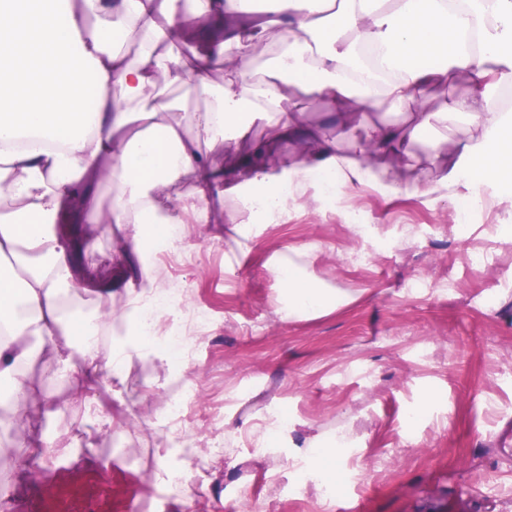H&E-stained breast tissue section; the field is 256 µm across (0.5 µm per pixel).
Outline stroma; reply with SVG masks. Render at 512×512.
<instances>
[{"mask_svg": "<svg viewBox=\"0 0 512 512\" xmlns=\"http://www.w3.org/2000/svg\"><path fill=\"white\" fill-rule=\"evenodd\" d=\"M455 117L414 148L415 176L446 139L477 136ZM491 203L466 235L452 224L457 204L426 196L362 190L350 205L290 211L278 224L183 228L176 267L187 309L205 315L192 362L158 369L133 359L122 396L138 422L101 423L90 408L80 339L63 334L24 373L50 392L51 411L28 406L17 432L0 437V501L9 512H183L172 472L184 474L190 512H512V209ZM359 222L360 234L349 225ZM316 246L315 274L358 296L311 319L277 311L278 283L267 261L288 246ZM199 389L190 438L176 440L165 413L183 387ZM292 424L284 439L254 450L253 428L275 412ZM346 425L323 476L340 492H288L311 465L297 445ZM231 441L212 456L211 434Z\"/></svg>", "mask_w": 512, "mask_h": 512, "instance_id": "1", "label": "stroma"}]
</instances>
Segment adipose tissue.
<instances>
[{
	"mask_svg": "<svg viewBox=\"0 0 512 512\" xmlns=\"http://www.w3.org/2000/svg\"><path fill=\"white\" fill-rule=\"evenodd\" d=\"M260 16L245 0H195L194 27L217 41L192 57L161 51L181 30L175 0H78L60 12V0H9L0 7V199L14 210L0 217V392L25 403L35 393L23 366L59 333L80 335L83 323L64 322L61 303L74 288L93 301L124 300L112 318L126 321V339L107 361L85 343V378L108 367L122 381L133 354L168 365L154 328L165 322L180 283L152 276L142 242L158 226L212 223L225 200L251 198L258 223L271 224L313 202L350 198L372 185L389 192L421 132L449 115L466 117L478 137L448 140L427 192L478 197L488 182L512 183V133L503 113L487 109L489 95L512 82V0H469L448 11L445 0H263ZM102 23L91 41L78 35L87 17ZM140 33L145 49L128 60L120 38ZM379 52L377 70L359 67L358 48ZM277 45L261 77L250 64ZM90 61L98 89L94 112L85 105V75L76 57ZM437 58L421 66L420 58ZM393 79L379 85L377 72ZM223 73L213 82V73ZM465 74L469 94H448ZM196 84L205 109L178 118L158 86ZM322 98L329 118L364 135L350 144L310 125L301 96ZM411 103L413 119L364 125L369 108ZM264 138L251 135L255 124ZM477 179L462 181L463 170ZM108 175L120 186L110 211H101L92 183ZM83 218L90 232L62 236L58 224ZM112 242L114 273L84 276L79 259L100 235ZM308 248L286 247L270 262L285 318H317L353 302L308 268Z\"/></svg>",
	"mask_w": 512,
	"mask_h": 512,
	"instance_id": "adipose-tissue-1",
	"label": "adipose tissue"
}]
</instances>
